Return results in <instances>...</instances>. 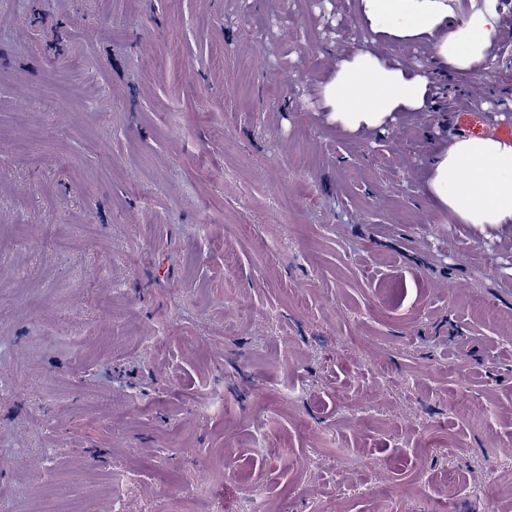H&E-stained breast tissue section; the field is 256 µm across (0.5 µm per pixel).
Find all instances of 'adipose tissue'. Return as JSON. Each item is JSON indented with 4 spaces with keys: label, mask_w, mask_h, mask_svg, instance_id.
<instances>
[{
    "label": "adipose tissue",
    "mask_w": 512,
    "mask_h": 512,
    "mask_svg": "<svg viewBox=\"0 0 512 512\" xmlns=\"http://www.w3.org/2000/svg\"><path fill=\"white\" fill-rule=\"evenodd\" d=\"M499 0H481L457 15L448 0H359L370 31L400 42L430 39L449 71L467 77L482 68L500 37ZM428 82L400 63L368 53L341 61L324 89L327 106L347 131L378 128L395 112L421 101ZM426 194L464 224L512 222V143L494 137H456L437 149Z\"/></svg>",
    "instance_id": "obj_1"
}]
</instances>
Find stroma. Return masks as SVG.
I'll return each instance as SVG.
<instances>
[{"instance_id":"obj_1","label":"stroma","mask_w":512,"mask_h":512,"mask_svg":"<svg viewBox=\"0 0 512 512\" xmlns=\"http://www.w3.org/2000/svg\"><path fill=\"white\" fill-rule=\"evenodd\" d=\"M501 3L463 80L357 0H0V512H251L237 456L279 512H512V224L421 194L512 123ZM359 51L425 105L338 127Z\"/></svg>"}]
</instances>
